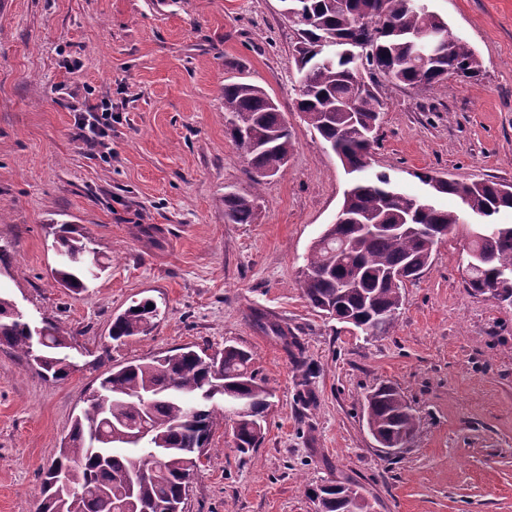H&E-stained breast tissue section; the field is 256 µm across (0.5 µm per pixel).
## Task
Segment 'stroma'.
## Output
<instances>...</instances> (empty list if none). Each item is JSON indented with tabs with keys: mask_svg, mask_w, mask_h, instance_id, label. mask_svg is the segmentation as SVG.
<instances>
[{
	"mask_svg": "<svg viewBox=\"0 0 512 512\" xmlns=\"http://www.w3.org/2000/svg\"><path fill=\"white\" fill-rule=\"evenodd\" d=\"M480 57L478 79L413 89L379 79L370 174L422 194L417 175L512 182V0H430ZM297 28L282 0H0V290L31 326L73 344L61 380L0 345V512H38L46 472L85 397L120 367L234 344L272 392L262 438L233 447L218 419L182 512H315L309 488L356 484L371 512H512V305L464 286V237L443 239L402 290L389 334L367 337L305 299L300 271L352 177L295 106ZM263 87L292 132L287 166L254 185L226 133L224 86ZM112 103V154L76 112ZM258 197L224 218V194ZM77 224L102 269L62 288L51 227ZM153 300L147 335L112 321ZM305 349L254 328L252 311ZM397 387L420 418L391 456L367 393Z\"/></svg>",
	"mask_w": 512,
	"mask_h": 512,
	"instance_id": "1",
	"label": "stroma"
}]
</instances>
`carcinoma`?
Returning <instances> with one entry per match:
<instances>
[{
	"mask_svg": "<svg viewBox=\"0 0 512 512\" xmlns=\"http://www.w3.org/2000/svg\"><path fill=\"white\" fill-rule=\"evenodd\" d=\"M285 14L296 13L295 45L298 78L297 111L311 129L340 157L349 173L369 167L380 101L375 88H359L361 73L411 88L430 89L450 77L480 76L482 63L448 22L429 9L427 0H282ZM438 40L421 45L426 28ZM224 110L232 119L231 138L245 152L251 179L280 172L293 150L291 132L277 103L261 87L224 85ZM416 177L430 185L425 202L406 192L387 194V176L362 177L345 193L336 221L312 243L303 270L302 288L311 306L359 329L366 336L392 330L402 305L404 280L430 265L434 247L449 235L468 241L470 264L464 287L474 295L512 304V224L491 222L512 212V183L493 179L471 182ZM441 195L457 197L461 207L450 211L437 204ZM254 197L224 195V217L249 224ZM61 261L54 269L66 288H85L91 275L94 241L79 227L55 228ZM403 279L394 281L391 274ZM140 301L112 322V339L138 336L148 330L157 309ZM14 303L0 293V345H7L55 379L67 375L69 333L49 323L44 342L34 346L25 323L14 316ZM256 325L283 341L281 325L257 315ZM221 372L214 375L205 357L189 348L130 364L103 378L91 401L73 423L68 441L50 466L39 512H181L193 460L206 448L217 410L233 422L235 448L242 454L262 437L269 390L251 369L249 352L234 345L220 354ZM367 425L385 440L409 442L419 417L393 386L382 384L366 396ZM144 430L140 442L131 434ZM157 460L153 475L134 480L135 470ZM319 512H366L359 488L352 484L322 485L312 492Z\"/></svg>",
	"mask_w": 512,
	"mask_h": 512,
	"instance_id": "1",
	"label": "carcinoma"
}]
</instances>
